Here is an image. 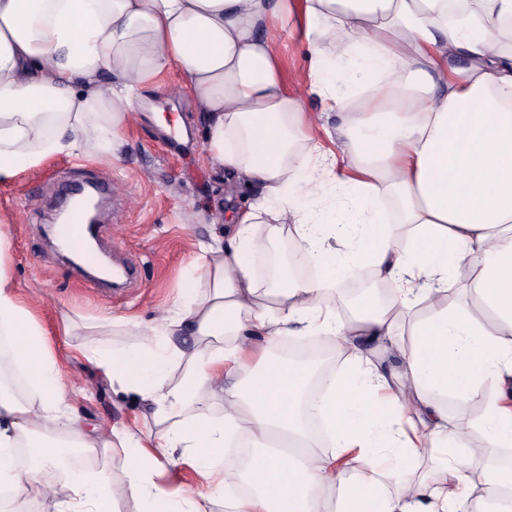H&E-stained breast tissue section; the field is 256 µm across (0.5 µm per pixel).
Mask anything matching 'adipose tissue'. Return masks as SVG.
Listing matches in <instances>:
<instances>
[{
    "label": "adipose tissue",
    "instance_id": "1",
    "mask_svg": "<svg viewBox=\"0 0 512 512\" xmlns=\"http://www.w3.org/2000/svg\"><path fill=\"white\" fill-rule=\"evenodd\" d=\"M457 2L303 0L309 81L291 91L269 37L288 0H0V182L54 154L118 153L135 97L176 66L209 114L206 161L255 190L227 243L202 245L197 288L149 342L80 350L140 400L146 429L80 425L0 225V334L33 392L0 383L1 488L40 495L48 512H121L123 499L205 512L161 486L166 457L181 451L211 482L224 475L218 449L235 445L258 454L225 512H464L473 428L485 447H512V51L499 39L512 0ZM308 93L337 115L334 153L315 136L321 115L301 106ZM283 237L316 276L278 262L258 277L252 255ZM464 267L477 272L473 305L449 291ZM365 268L393 295L369 292L343 318L328 290ZM291 334L344 357L315 400L307 366L273 352ZM486 384L477 426L449 417L447 396ZM76 448L121 450L122 485L84 470L58 494L41 474ZM350 451L364 471L335 467Z\"/></svg>",
    "mask_w": 512,
    "mask_h": 512
}]
</instances>
